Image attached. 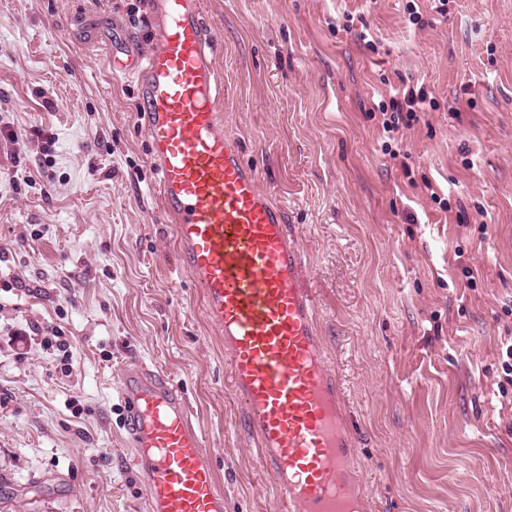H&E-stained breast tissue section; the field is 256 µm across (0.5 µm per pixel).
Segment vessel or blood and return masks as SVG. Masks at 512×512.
<instances>
[{
	"mask_svg": "<svg viewBox=\"0 0 512 512\" xmlns=\"http://www.w3.org/2000/svg\"><path fill=\"white\" fill-rule=\"evenodd\" d=\"M151 50L113 57L136 82L140 125L181 264L224 336L230 381L258 457L289 512H362L358 448L341 390L300 285L301 254L285 210L259 184L217 110L224 97L202 0H154ZM118 394L142 474L147 512H227L224 494L179 389L126 367Z\"/></svg>",
	"mask_w": 512,
	"mask_h": 512,
	"instance_id": "vessel-or-blood-1",
	"label": "vessel or blood"
}]
</instances>
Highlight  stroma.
<instances>
[{"mask_svg": "<svg viewBox=\"0 0 512 512\" xmlns=\"http://www.w3.org/2000/svg\"><path fill=\"white\" fill-rule=\"evenodd\" d=\"M407 2L203 0L219 112L297 237L367 512H512V0H415L421 27ZM116 40L152 49L145 0H0V126L49 136L0 137V512H146L118 397L135 362L184 393L228 512H286ZM405 84L436 108L387 155L373 106Z\"/></svg>", "mask_w": 512, "mask_h": 512, "instance_id": "1", "label": "stroma"}]
</instances>
